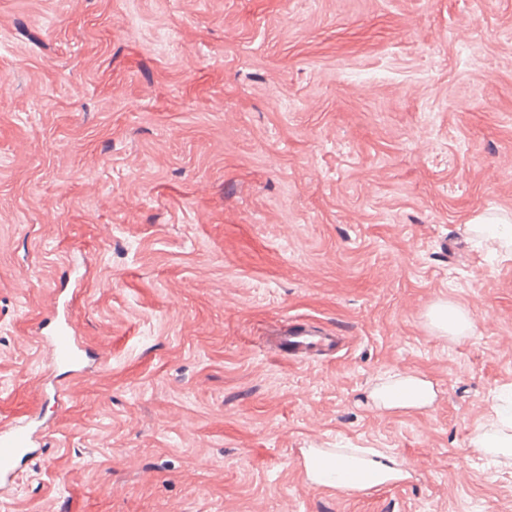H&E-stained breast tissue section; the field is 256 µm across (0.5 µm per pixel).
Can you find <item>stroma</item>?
Returning a JSON list of instances; mask_svg holds the SVG:
<instances>
[{"label": "stroma", "mask_w": 512, "mask_h": 512, "mask_svg": "<svg viewBox=\"0 0 512 512\" xmlns=\"http://www.w3.org/2000/svg\"><path fill=\"white\" fill-rule=\"evenodd\" d=\"M478 216L512 221V0H0V427L51 444L20 512H512ZM58 291L92 375L36 339ZM406 374L434 400L374 407ZM308 448L412 477L314 489ZM431 316L433 323L443 332L455 333L468 324L465 313L452 304L438 305ZM279 342L285 350L295 356L310 358L315 352L329 350L337 344V339L318 336L312 330L290 328L282 331Z\"/></svg>", "instance_id": "35a3bbf8"}]
</instances>
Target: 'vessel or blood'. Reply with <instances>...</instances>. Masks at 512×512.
<instances>
[{
	"label": "vessel or blood",
	"instance_id": "vessel-or-blood-1",
	"mask_svg": "<svg viewBox=\"0 0 512 512\" xmlns=\"http://www.w3.org/2000/svg\"><path fill=\"white\" fill-rule=\"evenodd\" d=\"M45 327L47 332L41 341L52 367L83 375L97 369L98 360L81 344L68 320L64 301L53 304ZM279 342L287 351L303 358L331 349L335 344L334 339L296 327L282 331ZM45 453L42 425L22 421L0 428V496L13 492L20 472Z\"/></svg>",
	"mask_w": 512,
	"mask_h": 512
}]
</instances>
